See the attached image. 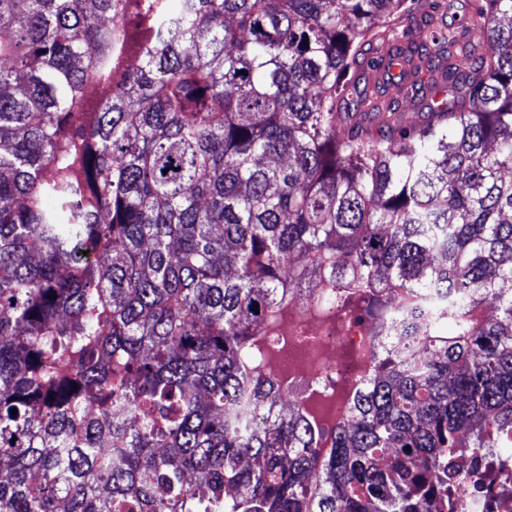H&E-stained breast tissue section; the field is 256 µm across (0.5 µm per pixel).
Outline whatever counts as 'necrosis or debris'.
<instances>
[{
    "label": "necrosis or debris",
    "instance_id": "obj_1",
    "mask_svg": "<svg viewBox=\"0 0 512 512\" xmlns=\"http://www.w3.org/2000/svg\"><path fill=\"white\" fill-rule=\"evenodd\" d=\"M330 276L316 280L303 301H289L261 336L262 372L274 378L287 405L330 428L343 423L368 380L384 338L397 331L409 297L395 289L383 316L342 313L328 300ZM416 512H512V450L448 451V480H425Z\"/></svg>",
    "mask_w": 512,
    "mask_h": 512
}]
</instances>
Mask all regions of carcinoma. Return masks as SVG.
Wrapping results in <instances>:
<instances>
[{
  "mask_svg": "<svg viewBox=\"0 0 512 512\" xmlns=\"http://www.w3.org/2000/svg\"><path fill=\"white\" fill-rule=\"evenodd\" d=\"M405 2L0 0V512H408L512 430V0L480 52L429 18L461 92L410 126L345 98ZM316 255L373 317L448 298L320 462L259 346Z\"/></svg>",
  "mask_w": 512,
  "mask_h": 512,
  "instance_id": "cac0c4a2",
  "label": "carcinoma"
}]
</instances>
